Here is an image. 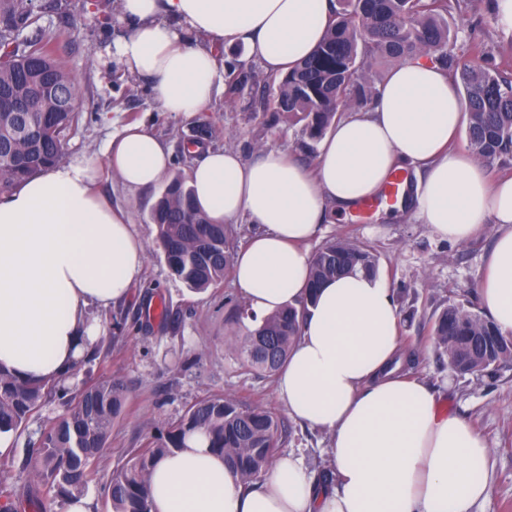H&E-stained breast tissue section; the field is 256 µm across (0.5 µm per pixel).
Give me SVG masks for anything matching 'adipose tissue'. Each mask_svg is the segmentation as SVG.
<instances>
[{"instance_id": "1", "label": "adipose tissue", "mask_w": 512, "mask_h": 512, "mask_svg": "<svg viewBox=\"0 0 512 512\" xmlns=\"http://www.w3.org/2000/svg\"><path fill=\"white\" fill-rule=\"evenodd\" d=\"M335 0H120L123 67L150 82L164 112L192 114L220 86L219 62L196 35L243 45L283 75L313 52ZM464 105L448 73L426 58L396 65L379 97L336 120L306 169L281 150L252 159L189 145V185L215 224L246 218L254 233L232 276L265 316L303 296L312 256L304 244L329 213L348 215L398 171L413 172L399 208L440 239L463 243L495 229L479 281L481 303L512 334V178L489 182L472 155L451 149ZM170 168L146 127H123L104 161L61 163L0 195V365L22 379H57L104 332L87 310L127 300L146 248L125 209L95 185L116 176L135 192ZM399 308L389 280L355 272L322 284L276 379L289 415L330 436L334 480L319 483L299 458L273 460L263 485L240 483L199 439L158 460L151 512H474L490 495L475 476L489 444L440 409L429 384L403 366Z\"/></svg>"}]
</instances>
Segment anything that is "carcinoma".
<instances>
[{"label":"carcinoma","mask_w":512,"mask_h":512,"mask_svg":"<svg viewBox=\"0 0 512 512\" xmlns=\"http://www.w3.org/2000/svg\"><path fill=\"white\" fill-rule=\"evenodd\" d=\"M464 0H336L333 21L316 52L293 72L265 82L276 87L272 116L303 123L317 141L341 114L365 108L379 94L375 67L425 55L446 69L465 103L471 153L486 166L512 164V73L501 72L474 45L464 57L448 49L446 16ZM31 0H0V193L59 164L81 112L79 91L56 53L58 33L38 26ZM171 274L204 291L224 282L237 239L229 224H213L200 211L180 175L167 182L149 213ZM375 249L342 238L325 243L312 257L308 294L261 319L238 301L232 318L251 321L232 337L240 366L271 378L298 341L301 324L324 282L354 270L374 273ZM436 346L462 374H482L512 362V335L462 305L443 309L432 323ZM64 412L28 443L23 467L39 478L37 493L16 501L0 495V512H52L58 498L86 489L124 412L126 388L102 377L71 394L62 380H20L0 365V431L20 434L50 399ZM284 425L271 408L236 397L214 395L191 404L176 420L129 451L113 471L104 497L112 512H150L149 474L161 456L199 437L224 456L247 486L263 480L283 439Z\"/></svg>","instance_id":"cac0c4a2"}]
</instances>
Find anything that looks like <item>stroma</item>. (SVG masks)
I'll return each mask as SVG.
<instances>
[{
  "label": "stroma",
  "instance_id": "1",
  "mask_svg": "<svg viewBox=\"0 0 512 512\" xmlns=\"http://www.w3.org/2000/svg\"><path fill=\"white\" fill-rule=\"evenodd\" d=\"M66 3V12H42L39 23L63 31L57 52L82 94V122L68 143V160L103 159L114 133L126 124L142 122L169 145L174 174H188L192 159L185 146L190 142L236 149L248 159L272 147L305 166L314 165V158L300 149L305 139L302 124L282 120L266 128L267 115L257 106L271 99V90L250 82L233 96L220 90L206 107L190 116L160 111L148 80L128 72L112 53L113 44L126 33L119 0ZM447 22L458 34L456 52H466L476 40L497 59L512 62V31L498 25L489 0H468L464 13L449 14ZM203 124L215 128V135L200 134ZM99 188L113 205L129 212L145 240L146 257L142 276L123 303L124 339L113 345L107 357L95 359L65 379L75 392L87 381L111 375L122 380L127 390L126 408L100 459L96 481L84 492L93 512H110L101 489L117 466L125 463L130 449L166 421L178 418L194 401L211 395H233L275 409L288 429L278 457L300 454L314 476L327 468L328 435L289 418L274 381L244 372L236 363L229 338L240 326L230 320L228 303L240 300L241 294L232 277H225L218 287L195 291L171 275L156 242V228L147 220L160 186L132 193L107 176ZM338 238L375 248L379 270L400 291V332L405 349L416 355L414 375L435 389L448 410L467 419L487 438L486 472L492 492L476 512H512V362L499 366L492 376L463 375L440 355L431 336L433 316L445 306L466 302L473 311H481L478 284L493 244V230L464 243L442 241L431 235L427 225L382 206L365 220L355 214L330 219L320 225L308 248L314 252ZM62 412L58 403H46L29 421L24 435L14 438L9 450L14 463L0 471V484L13 497H22L30 483L23 468L28 439Z\"/></svg>",
  "mask_w": 512,
  "mask_h": 512
}]
</instances>
